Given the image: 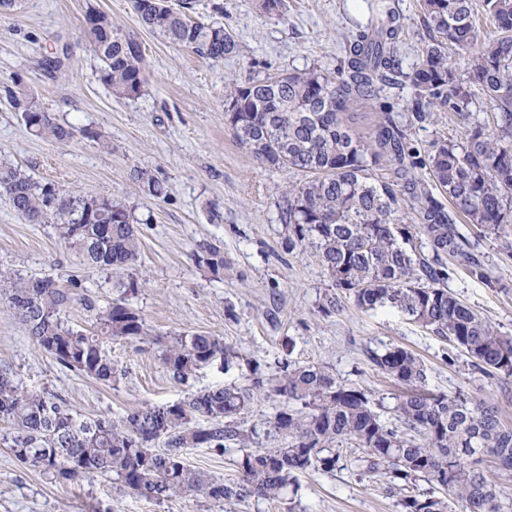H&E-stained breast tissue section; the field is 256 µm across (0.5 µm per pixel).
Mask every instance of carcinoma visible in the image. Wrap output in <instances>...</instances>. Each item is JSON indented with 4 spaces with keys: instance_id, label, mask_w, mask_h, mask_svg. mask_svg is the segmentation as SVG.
Here are the masks:
<instances>
[{
    "instance_id": "obj_1",
    "label": "carcinoma",
    "mask_w": 512,
    "mask_h": 512,
    "mask_svg": "<svg viewBox=\"0 0 512 512\" xmlns=\"http://www.w3.org/2000/svg\"><path fill=\"white\" fill-rule=\"evenodd\" d=\"M379 16L359 31L348 58L335 71L290 72L275 78L225 81L227 116L238 142L264 166L301 173L280 206L288 246L310 247L332 283L319 312L329 316L348 299L369 311L393 308L461 350L476 369L512 377V335L503 333L448 289L456 268L491 282L459 219L506 240L512 250V0H483L497 35H481L472 0H421L431 43L408 74L410 108L418 122L446 109L464 123L463 140L434 144L421 157L406 126L387 111L371 136L352 126L350 110L375 96L399 64L398 17L387 0ZM140 23L170 43L220 62L236 51L231 33L217 22L190 16L181 0H133ZM82 34L102 62V80L118 98L140 93L145 59L136 35L112 25L93 5ZM483 94L492 122L470 123L468 104ZM26 128L48 140L68 141L75 128L56 123L27 91L13 96ZM390 163V176L373 171ZM142 191L163 189L147 170H134ZM0 195L33 224L52 221L59 236L90 269L117 278L122 297L103 308L82 305L93 330L68 325L65 315L83 287L62 288L51 277H22L0 269V303L24 323L32 343L62 367L103 382L116 373L104 349L109 341L143 342L148 328L128 302L137 294L141 242L125 204L80 195L58 184H41L21 167L0 161ZM195 263L214 275L224 253L206 244ZM222 357L230 367L239 354L208 334H180L163 354L172 379L185 384L201 366ZM370 360L400 388L391 396L402 428L392 427L365 390L344 384L324 365L284 368L264 378L253 368L251 387L187 391L183 398L146 405L125 415L85 419L47 391L24 389L0 370V420L11 424L16 459L58 480L107 477L120 495L154 500L203 495L226 504L274 501L297 494L298 476L336 469L335 446L362 449L350 465L359 475L382 478L401 493L400 512H512L508 494L480 468L483 454L497 470L512 474V429L501 424L500 406L465 393L428 389L425 363L406 348L390 345ZM271 391L299 409L268 421L284 445L252 449L256 431L238 422L255 394ZM206 423H200V419ZM163 447H155L156 441ZM238 447L237 476L215 479L189 467L188 448L218 454ZM425 482L430 490L415 493Z\"/></svg>"
}]
</instances>
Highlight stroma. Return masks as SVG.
<instances>
[{
    "instance_id": "35a3bbf8",
    "label": "stroma",
    "mask_w": 512,
    "mask_h": 512,
    "mask_svg": "<svg viewBox=\"0 0 512 512\" xmlns=\"http://www.w3.org/2000/svg\"><path fill=\"white\" fill-rule=\"evenodd\" d=\"M109 14L116 27L135 32L142 45L146 81L139 95L119 99L101 79V61L81 39L87 5ZM400 14L399 72L377 96L355 104L356 128L371 134L383 110L407 122L412 143L460 139L454 114L434 122L413 121L406 78L430 40L419 0H394ZM195 19L217 21L234 36L231 57L215 63L171 44L143 27L132 0H17L0 11V155L21 165L39 182L58 183L81 193L121 198L140 230L145 279L131 304L151 330L146 342L112 341L106 352L116 376L111 383L81 376L56 363L32 343L25 325L0 311V369L25 389L49 391L84 418L121 416L147 404L171 403L185 390L250 385L251 365L264 375L283 365L321 364L337 378L374 399L389 396L391 381L368 357L389 344L408 348L428 369L431 390L496 401L501 421L512 429V379L473 368L448 341L381 308L362 311L346 303L331 316L318 306L331 282L313 250L289 247L280 220L281 189L299 181L262 166L240 146L225 115L224 78L263 79L317 68L334 70L351 37L367 25V8L355 0H284L280 12H264L258 0H197ZM67 52L64 67L46 70L47 55ZM19 80L45 111L75 126L66 142L34 135L17 119L6 92ZM145 168L167 195H146L134 177ZM462 233L491 276L484 283L456 270L449 288L502 331L512 334V253L472 224ZM209 243L224 253V272L198 268L193 254ZM0 267L25 276L66 279L80 271L87 295L105 305L117 292L106 273L81 268L54 224H31L0 196ZM206 333L243 356L225 368L222 359L198 369L188 384L174 382L162 354L177 333ZM284 407L268 392L242 416L256 430L260 446L276 442L268 422ZM0 421V512H399L397 492L381 480H360L348 471H312L299 478L296 505L287 500H248L231 506L203 496L158 502L137 495L116 496L111 480H52L20 463Z\"/></svg>"
}]
</instances>
